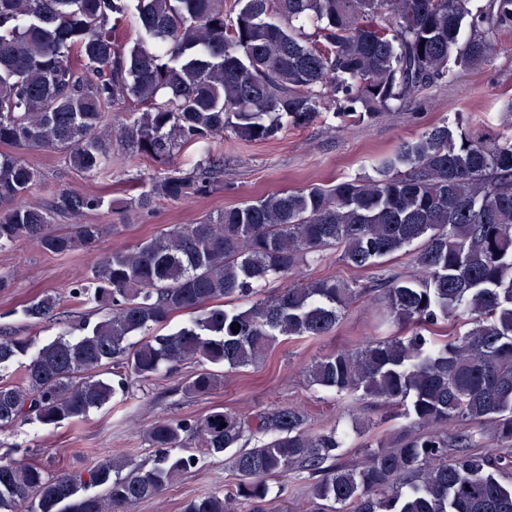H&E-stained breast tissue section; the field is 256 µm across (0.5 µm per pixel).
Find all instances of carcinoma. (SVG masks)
<instances>
[{
    "label": "carcinoma",
    "mask_w": 512,
    "mask_h": 512,
    "mask_svg": "<svg viewBox=\"0 0 512 512\" xmlns=\"http://www.w3.org/2000/svg\"><path fill=\"white\" fill-rule=\"evenodd\" d=\"M470 3L0 0V144L54 150L96 176L112 169L114 128L124 149L167 165L228 132L272 139L326 104L345 123L370 122L445 83L451 66L487 63L495 38L512 34V0L475 11ZM223 167L211 154L144 186L128 206L149 213L160 199L209 194ZM375 173L279 190L97 260L70 295L103 315L90 329L67 326L19 377H0V430L82 418L188 362L198 369L180 391L208 395L280 336L329 335L366 291L296 273L334 249L341 263L374 273L373 301L393 332L314 361L309 386L359 409L366 400L402 408L408 424L392 443L342 463L337 426L311 431L298 405L251 415L215 407L153 422L149 461L109 457L83 476L1 457L0 512H128L201 458L224 454L240 481L183 512H267L269 480L293 470L307 473L310 512H512V138L443 121L402 142ZM41 180L20 154L0 152V249L20 240L54 256L91 249L104 225L56 220L112 201L61 188L35 206L27 197ZM415 243L417 274L379 269ZM273 280L288 286L257 296ZM59 301L31 300L29 326ZM183 311L196 317L162 332ZM453 314L468 329L432 338ZM31 343L1 329L0 368ZM481 423L492 426L494 454L480 450L471 425Z\"/></svg>",
    "instance_id": "carcinoma-1"
}]
</instances>
